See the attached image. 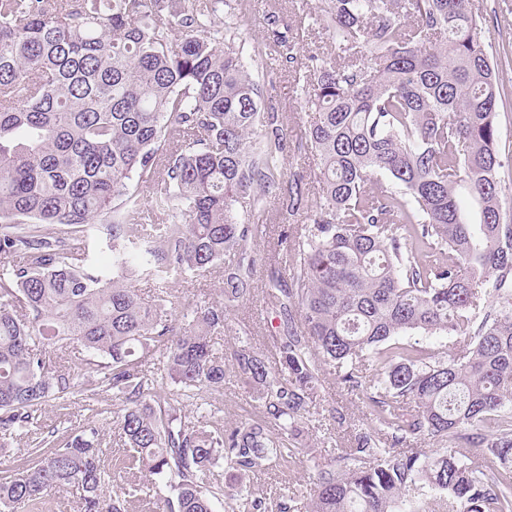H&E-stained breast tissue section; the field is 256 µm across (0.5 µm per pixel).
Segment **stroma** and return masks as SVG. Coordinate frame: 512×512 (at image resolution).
<instances>
[{
    "label": "stroma",
    "mask_w": 512,
    "mask_h": 512,
    "mask_svg": "<svg viewBox=\"0 0 512 512\" xmlns=\"http://www.w3.org/2000/svg\"><path fill=\"white\" fill-rule=\"evenodd\" d=\"M473 9L480 17L478 28L481 42L499 68L502 83L498 101V121L502 130L500 150L512 154V0H472ZM276 14L287 24L289 33H302L304 54L332 50L333 44L322 29L308 30L302 19L297 0H236L232 18L238 37L246 46L267 41V17ZM298 63L282 62L277 75L267 88L266 107L274 109L288 132V148L279 167L280 180L301 178L309 201H316L319 186L314 177L313 161L307 151L304 130L310 114L303 105V92L295 76ZM252 222L263 225L264 232L258 244L261 261L254 276V292L250 300L240 302L231 318L244 328L254 349L270 355L271 344L267 332L269 311L262 301L264 288L271 272H283L278 239L285 222V209L278 195L261 194L258 201L244 205ZM223 268H216L204 277L180 276L170 284L172 309L175 314L185 313L193 307L221 297ZM215 416L221 421L238 422L257 415L258 409L238 383L234 372H227L222 393L212 395ZM317 406H335L344 416L343 423L331 420L310 430L308 441L318 450L316 460L296 464L290 470L269 468L255 480L251 489L258 496L273 502L280 487L290 485L310 490L317 480V463H333L335 446L348 445L352 434L368 427L367 410L358 395L341 383L332 367H324L316 399ZM122 407L112 394H100L90 406L56 400L43 405L36 414L38 429L54 431L58 442H66L75 430L84 426L97 427L105 439L114 434L113 417Z\"/></svg>",
    "instance_id": "35a3bbf8"
}]
</instances>
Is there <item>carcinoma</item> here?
Instances as JSON below:
<instances>
[{
  "mask_svg": "<svg viewBox=\"0 0 512 512\" xmlns=\"http://www.w3.org/2000/svg\"><path fill=\"white\" fill-rule=\"evenodd\" d=\"M233 2L0 0V94L14 93L0 101V439L29 432L50 400L110 391L125 474L104 490L97 428L61 447L43 432L0 475V512L70 487L79 512H128L158 480L173 496L156 512H214L219 496L228 512H269L247 480L314 456L326 365L371 423L277 512H427L439 493L441 512H512L509 160L472 0L302 2L334 50L301 69L321 195L307 223L284 225L288 279L264 290L273 366L229 316L254 291L263 234L238 205L275 191L291 220L308 203L299 180L275 176L287 133L252 75L267 53L244 54L216 25L217 4L230 16ZM268 26L296 59L277 16ZM220 264L224 299L175 323L170 277ZM139 280L153 283L148 303ZM229 369L262 417L226 427L197 402ZM426 439L432 453L407 451ZM220 464L241 480L231 492Z\"/></svg>",
  "mask_w": 512,
  "mask_h": 512,
  "instance_id": "cac0c4a2",
  "label": "carcinoma"
}]
</instances>
